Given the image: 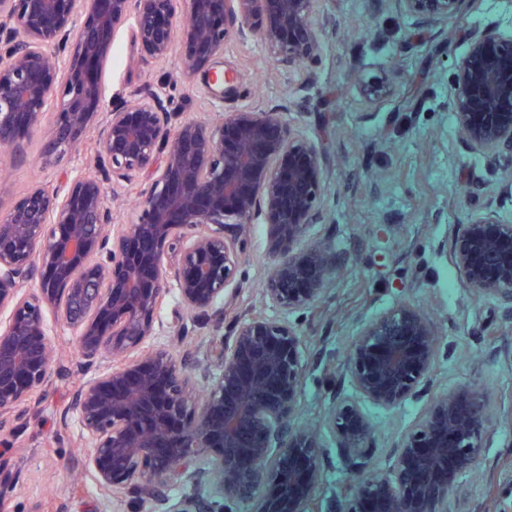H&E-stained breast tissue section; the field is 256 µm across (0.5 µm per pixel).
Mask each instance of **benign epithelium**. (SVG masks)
Segmentation results:
<instances>
[{"label": "benign epithelium", "instance_id": "benign-epithelium-1", "mask_svg": "<svg viewBox=\"0 0 512 512\" xmlns=\"http://www.w3.org/2000/svg\"><path fill=\"white\" fill-rule=\"evenodd\" d=\"M323 0H0V156H14L52 115L44 147L61 162L94 133L93 163L54 188L35 185L0 212V433L37 400L53 371L47 315L75 336L87 373L70 409L88 451L84 473L110 502L138 497L141 512H321L320 445L294 422L303 338L284 319L239 318L216 343L214 374L192 354L156 341L169 294L196 321L224 323L226 290L244 254L243 225L267 226L271 269L263 294L284 310L312 307L341 265L325 242L302 243L323 221L330 164L321 144L285 119L310 103ZM438 34L475 0H393ZM127 29L142 57L175 58L200 81L208 112L234 89L224 44L257 37L276 65L297 73L293 98L190 118L145 84L128 104L107 95L112 40ZM454 60L451 109L469 153L512 162V35L469 29ZM376 101L388 84L367 80ZM139 174L136 219L116 224L112 201ZM512 175L451 243L455 270L476 296L512 305ZM429 319L400 304L355 337L348 370L356 392L388 408L426 387L437 358ZM487 404L462 387L436 397L406 434L389 474L372 469L374 434L355 399L330 409L338 448L354 473L338 512H448V494L484 450ZM207 485L176 504L168 481Z\"/></svg>", "mask_w": 512, "mask_h": 512}]
</instances>
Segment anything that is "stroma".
Masks as SVG:
<instances>
[{"instance_id":"stroma-1","label":"stroma","mask_w":512,"mask_h":512,"mask_svg":"<svg viewBox=\"0 0 512 512\" xmlns=\"http://www.w3.org/2000/svg\"><path fill=\"white\" fill-rule=\"evenodd\" d=\"M330 22L310 63L311 101L289 112L307 136L321 139L333 160L323 182L325 221L308 238H326L342 266L315 307L290 313L266 303L262 284L269 267L266 228L251 225L244 243L224 327L260 312L287 318L303 334L307 370L294 421L317 430L322 445L316 498L330 512L351 484L336 445L329 414L332 392L355 396L347 368L350 345L370 320L399 305L426 312L438 332V357L426 391L390 408L361 407L375 430V471H390L406 433L434 396L472 385L487 400L485 449L463 478L464 492L448 497L450 512H512V313L493 297L472 296L458 278L450 246L495 182L512 165L462 150L451 112L450 65L465 51L464 31L477 28L512 34V0H477L473 10L450 22L442 35L416 37L411 18L392 0H324ZM224 68L235 76L225 111L244 105L279 104L294 76L274 65L260 40L230 38ZM175 60H141L128 31L112 44L106 73L109 93L130 94L149 83L163 86L187 112L199 111V84L177 79ZM386 79L390 94L370 102L361 81ZM46 128L35 130L23 156L0 175V211L33 185L56 186L59 166L46 163ZM175 299L158 315L161 340L174 351L191 349L207 358L216 331L190 328ZM52 340L61 360L40 401L24 404V417L9 443L0 446V467L14 482L0 490V512H139L135 498L104 502L90 478L81 476L82 450L73 419L64 415L81 376L75 341L61 326Z\"/></svg>"}]
</instances>
